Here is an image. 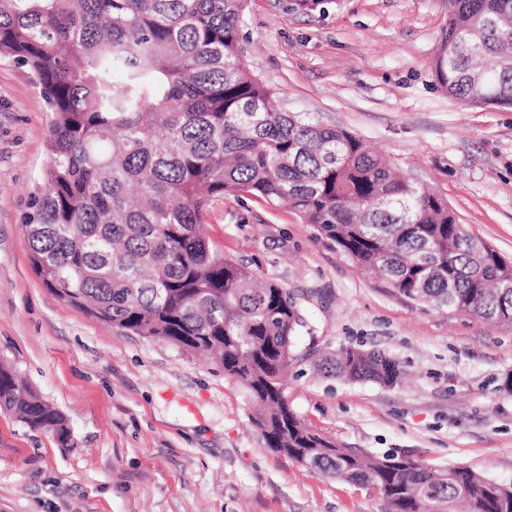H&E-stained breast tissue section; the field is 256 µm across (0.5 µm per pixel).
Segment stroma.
I'll return each instance as SVG.
<instances>
[{"label": "stroma", "instance_id": "obj_1", "mask_svg": "<svg viewBox=\"0 0 512 512\" xmlns=\"http://www.w3.org/2000/svg\"><path fill=\"white\" fill-rule=\"evenodd\" d=\"M443 0H249L251 74L288 112L363 139L442 196L512 261V108L468 106L437 82ZM49 117L26 69L0 59V363L65 418L71 443L0 409V512H388L374 490L309 472L267 448L246 390L215 362L112 327L34 272L22 224L49 164ZM219 250L294 298L297 352L380 349L389 387L288 371V403L364 454L512 483V325L427 307L363 275L316 227L245 195L214 200Z\"/></svg>", "mask_w": 512, "mask_h": 512}]
</instances>
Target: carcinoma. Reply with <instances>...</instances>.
Here are the masks:
<instances>
[{
    "instance_id": "carcinoma-1",
    "label": "carcinoma",
    "mask_w": 512,
    "mask_h": 512,
    "mask_svg": "<svg viewBox=\"0 0 512 512\" xmlns=\"http://www.w3.org/2000/svg\"><path fill=\"white\" fill-rule=\"evenodd\" d=\"M247 0H0V57L48 112L45 189L23 224L59 297L126 332L208 355L249 393L267 447L376 491L389 512H512V484L405 451L341 448L290 408L284 374L301 325L287 289L201 231L229 193L285 203L366 274L413 301L512 323V273L448 203L362 139L282 112L246 68ZM435 73L466 105L512 107V0H448ZM323 375L392 385L399 363L342 347ZM0 407L70 444L51 405L0 365Z\"/></svg>"
}]
</instances>
